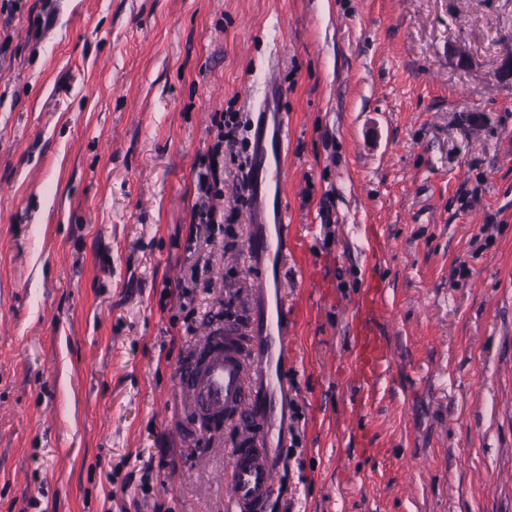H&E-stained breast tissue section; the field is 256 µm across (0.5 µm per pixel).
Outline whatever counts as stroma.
Masks as SVG:
<instances>
[{"mask_svg":"<svg viewBox=\"0 0 512 512\" xmlns=\"http://www.w3.org/2000/svg\"><path fill=\"white\" fill-rule=\"evenodd\" d=\"M512 0H19L0 14V512H224L231 445L174 402L233 300L185 245L219 112L286 89L296 444L279 512H512ZM233 241L225 250V241ZM316 269L310 284L303 266ZM384 285L368 408L354 300Z\"/></svg>","mask_w":512,"mask_h":512,"instance_id":"1","label":"stroma"}]
</instances>
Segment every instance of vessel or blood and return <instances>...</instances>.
I'll use <instances>...</instances> for the list:
<instances>
[{
  "instance_id": "obj_1",
  "label": "vessel or blood",
  "mask_w": 512,
  "mask_h": 512,
  "mask_svg": "<svg viewBox=\"0 0 512 512\" xmlns=\"http://www.w3.org/2000/svg\"><path fill=\"white\" fill-rule=\"evenodd\" d=\"M288 114L280 87H265L251 116L246 170L249 217L248 267L262 284L247 306L246 324L227 321L210 331L204 356L180 374L176 396L194 416L214 422L253 411L258 432L237 443L231 465L227 512H270L275 472L285 462V433L295 390L288 377V350L297 322L288 314L280 285L294 255L283 201L288 157ZM386 313L379 279L370 278L356 304L354 386L359 407L390 367L392 354L379 322Z\"/></svg>"
}]
</instances>
